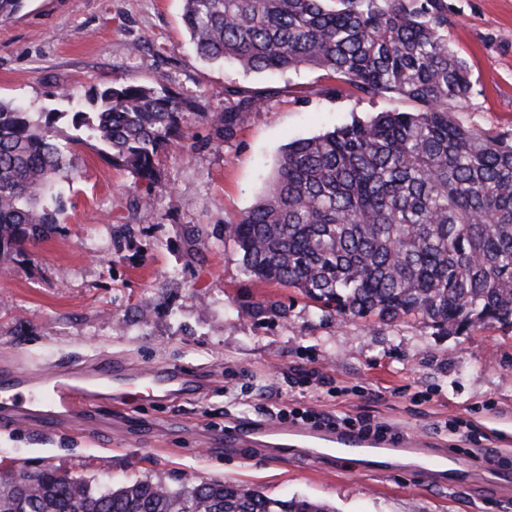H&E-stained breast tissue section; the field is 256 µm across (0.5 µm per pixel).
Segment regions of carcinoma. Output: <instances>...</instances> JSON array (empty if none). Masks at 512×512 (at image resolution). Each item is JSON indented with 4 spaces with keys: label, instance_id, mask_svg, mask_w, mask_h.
<instances>
[{
    "label": "carcinoma",
    "instance_id": "obj_1",
    "mask_svg": "<svg viewBox=\"0 0 512 512\" xmlns=\"http://www.w3.org/2000/svg\"><path fill=\"white\" fill-rule=\"evenodd\" d=\"M197 54L246 72L313 68L374 97L413 105L285 148L262 199L225 237L248 279L292 288L320 316L383 323L415 317L437 334L496 323L512 329V141L458 124L450 106L472 80L448 46L446 0H183ZM280 90L224 88L232 105L207 114L232 137L243 113ZM44 122L0 99V263L58 228L75 147L92 139L149 196L158 156L187 140L198 112L158 79L112 82L81 109ZM76 131L60 141L56 124ZM0 512H334L244 485L138 479L94 489L53 468L0 474Z\"/></svg>",
    "mask_w": 512,
    "mask_h": 512
}]
</instances>
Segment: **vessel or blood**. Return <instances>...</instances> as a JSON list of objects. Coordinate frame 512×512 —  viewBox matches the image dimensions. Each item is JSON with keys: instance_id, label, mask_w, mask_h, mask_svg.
Segmentation results:
<instances>
[{"instance_id": "vessel-or-blood-1", "label": "vessel or blood", "mask_w": 512, "mask_h": 512, "mask_svg": "<svg viewBox=\"0 0 512 512\" xmlns=\"http://www.w3.org/2000/svg\"><path fill=\"white\" fill-rule=\"evenodd\" d=\"M182 370L133 372L121 364L101 363L89 370L44 373L34 376L10 367L0 368V405L11 407V414L0 417V424H13L18 413H31L53 423L59 418L81 419L86 411L105 398L130 405L142 388L165 391L167 384L182 381ZM261 437L285 455L327 458L336 456L353 462L360 471L385 473L390 462L405 454H422L418 437L408 436L391 442L348 429H311L275 421L256 424L239 421L230 429V438L242 441ZM423 477L451 474L459 467L453 451L422 455Z\"/></svg>"}]
</instances>
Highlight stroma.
<instances>
[{
	"instance_id": "1",
	"label": "stroma",
	"mask_w": 512,
	"mask_h": 512,
	"mask_svg": "<svg viewBox=\"0 0 512 512\" xmlns=\"http://www.w3.org/2000/svg\"><path fill=\"white\" fill-rule=\"evenodd\" d=\"M448 45L473 91L453 119L512 139V0H447ZM182 0H26L0 22V98L31 112L54 92L164 76L208 112L224 89L277 88L243 113L233 138L197 119L192 136L159 155L160 179L142 202L127 170L82 146L69 202L48 239L0 271V366L66 371L118 359L129 368L179 367L200 388L141 394L125 413L104 403L84 422L0 426V468L50 466L97 486L150 478L217 479L269 496H300L336 512H512V336L497 326L432 333L413 318L324 319L291 288L247 279L224 227L264 194L285 145L398 107L390 95L329 92L324 72L283 74L211 64L182 24ZM134 227L121 247L110 229ZM205 227L197 244L188 230ZM272 300L286 316L255 313ZM316 409L387 425L430 448H462L455 484L419 476L418 461L383 474L348 461L278 455L230 444L228 420L265 422L276 409Z\"/></svg>"
}]
</instances>
